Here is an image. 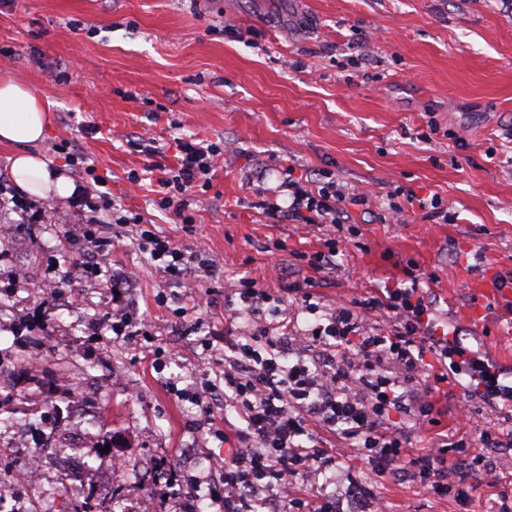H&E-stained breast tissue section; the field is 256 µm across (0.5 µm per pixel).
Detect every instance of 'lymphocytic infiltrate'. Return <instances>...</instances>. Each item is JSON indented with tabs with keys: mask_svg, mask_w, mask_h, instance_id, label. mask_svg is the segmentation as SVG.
Here are the masks:
<instances>
[{
	"mask_svg": "<svg viewBox=\"0 0 512 512\" xmlns=\"http://www.w3.org/2000/svg\"><path fill=\"white\" fill-rule=\"evenodd\" d=\"M176 163L162 166L154 201L181 223H192L191 192L210 187L223 145L207 140H173ZM287 204L264 196L258 202L270 223L316 224L329 229L350 223L355 208L366 205V194L348 191L331 171L303 184L295 168L279 164ZM77 215L85 212L117 214L119 223L132 227L140 249L149 252L153 269L165 280L191 274L198 255L157 234L153 225L137 215L118 214L109 194L79 196L73 201ZM407 286L330 308L314 303L303 284L281 293L259 287L243 276L224 279L227 307L242 313L263 314L265 305L295 304L310 314L322 315L303 336L321 351L315 358L289 360L294 339L287 322L258 323L223 350L204 342L197 359L214 374L202 393H223L224 404L246 424L239 431L242 446L223 469L222 487H204L201 477L188 483L190 499L207 489L219 512H338L337 495H302L298 480L316 481L340 471L347 445L367 449L373 478L393 475L416 477L438 496L448 493V475L458 477L456 495L468 499L474 478L488 473L485 456L464 440L434 438L418 455L408 450L412 434L432 425V397L450 376H468V390L490 406L512 404V384H504L498 371L460 345L432 317L422 275L407 270ZM434 363H427V356ZM408 418L405 427H390L392 414ZM336 434L338 448L316 447L318 431Z\"/></svg>",
	"mask_w": 512,
	"mask_h": 512,
	"instance_id": "1",
	"label": "lymphocytic infiltrate"
}]
</instances>
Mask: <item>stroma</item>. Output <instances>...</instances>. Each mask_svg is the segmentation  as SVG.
<instances>
[{
    "label": "stroma",
    "mask_w": 512,
    "mask_h": 512,
    "mask_svg": "<svg viewBox=\"0 0 512 512\" xmlns=\"http://www.w3.org/2000/svg\"><path fill=\"white\" fill-rule=\"evenodd\" d=\"M2 70L52 104L38 147L46 161L217 264L195 281L214 289L213 307L181 315L186 284L159 278L124 225L106 227L111 279L89 273L69 285L63 259L84 248L69 202H56L51 224L0 214V364L41 355L55 377L84 387L93 408L72 415L65 390L13 378L0 393V420L23 421L31 447L50 412L88 432L76 446L81 478L65 489L55 472L44 476L59 504L74 493L110 500L116 456L137 466L124 481L123 512H177L187 475L220 483L210 467L230 459L238 440L202 430L200 407L167 382L199 384L202 340L248 329L247 317L224 310L226 272L272 291L308 281L315 301L330 305L397 286L416 266L433 277L435 318L512 373V340L498 337L512 327V307L477 325L453 313L468 298L465 265L484 263L512 289V14L498 0H0ZM185 136L223 143L224 156L196 194L192 223L179 224L128 175L151 162L140 142ZM62 144L94 162L95 176L68 166ZM276 159L300 175L331 170L367 193L368 211L336 235V269L307 264L325 240L316 226L271 224L255 208L252 174L267 168L262 186L274 191ZM412 195L439 196L453 220L424 218L408 205ZM393 202L404 205L405 223L380 222ZM148 332L165 366L146 351ZM117 369L122 379L105 387ZM464 399L457 386L435 396V431L483 448L500 481L512 483V450L484 445L459 419ZM161 457L180 482L155 486ZM370 470L367 456L351 454L337 490L369 484L393 512H486L495 494L483 482L462 505L413 479L368 483Z\"/></svg>",
    "instance_id": "stroma-1"
}]
</instances>
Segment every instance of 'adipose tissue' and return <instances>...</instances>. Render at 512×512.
Returning <instances> with one entry per match:
<instances>
[{
    "instance_id": "obj_1",
    "label": "adipose tissue",
    "mask_w": 512,
    "mask_h": 512,
    "mask_svg": "<svg viewBox=\"0 0 512 512\" xmlns=\"http://www.w3.org/2000/svg\"><path fill=\"white\" fill-rule=\"evenodd\" d=\"M52 124L50 103L10 72L0 71V146L10 151L12 178L34 197L66 200L76 191L74 182L35 150Z\"/></svg>"
}]
</instances>
